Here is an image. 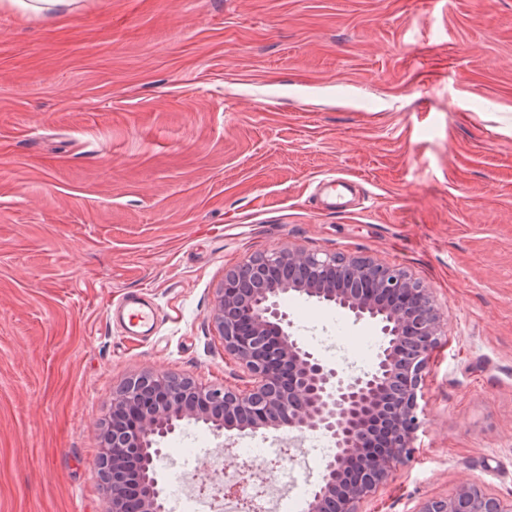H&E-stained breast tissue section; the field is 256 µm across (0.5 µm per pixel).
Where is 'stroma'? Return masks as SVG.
<instances>
[{
    "mask_svg": "<svg viewBox=\"0 0 512 512\" xmlns=\"http://www.w3.org/2000/svg\"><path fill=\"white\" fill-rule=\"evenodd\" d=\"M353 202L324 211L321 181ZM366 255L428 284L446 342L411 460L358 512L474 482L512 497V0H0V512H105L112 393L141 369L242 387L212 325L224 272L270 249ZM138 292L152 335L110 310ZM284 307L340 373L366 321ZM319 311L320 318L306 316ZM202 424L164 443L209 480ZM12 7L23 14L34 16H54L62 11H72L77 7L78 0H10Z\"/></svg>",
    "mask_w": 512,
    "mask_h": 512,
    "instance_id": "35a3bbf8",
    "label": "stroma"
}]
</instances>
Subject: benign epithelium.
Wrapping results in <instances>:
<instances>
[{"label":"benign epithelium","instance_id":"benign-epithelium-1","mask_svg":"<svg viewBox=\"0 0 512 512\" xmlns=\"http://www.w3.org/2000/svg\"><path fill=\"white\" fill-rule=\"evenodd\" d=\"M295 293L374 323L383 345L373 368L344 377L290 332L282 296ZM214 329L250 384L206 386L151 370L112 395V438L98 463L109 472L106 512H165L161 443L184 422L214 436L263 429L323 432L336 452L312 494L310 512H356L415 452L419 400L444 316L432 291L409 271L341 253L273 250L224 271ZM416 512H512V499L462 483Z\"/></svg>","mask_w":512,"mask_h":512}]
</instances>
